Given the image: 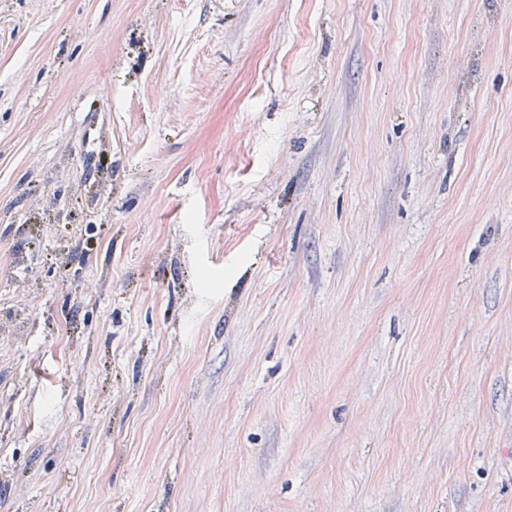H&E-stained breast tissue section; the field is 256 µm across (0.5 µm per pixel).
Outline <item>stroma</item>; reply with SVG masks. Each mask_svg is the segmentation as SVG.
<instances>
[{
	"instance_id": "stroma-1",
	"label": "stroma",
	"mask_w": 512,
	"mask_h": 512,
	"mask_svg": "<svg viewBox=\"0 0 512 512\" xmlns=\"http://www.w3.org/2000/svg\"><path fill=\"white\" fill-rule=\"evenodd\" d=\"M0 512H512V0H0Z\"/></svg>"
}]
</instances>
